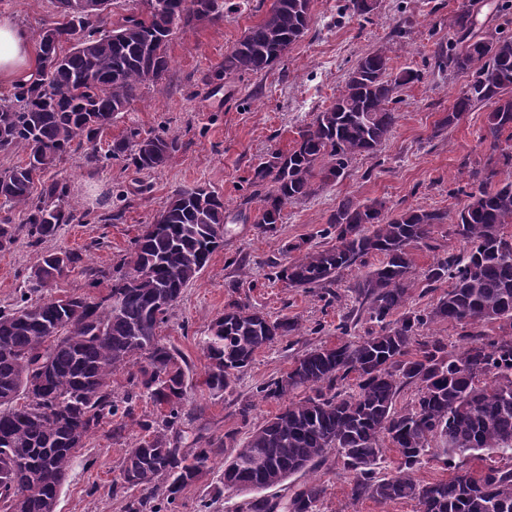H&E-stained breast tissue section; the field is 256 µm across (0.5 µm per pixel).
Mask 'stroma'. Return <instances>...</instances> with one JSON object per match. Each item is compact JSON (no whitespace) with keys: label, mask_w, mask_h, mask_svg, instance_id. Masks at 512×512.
<instances>
[{"label":"stroma","mask_w":512,"mask_h":512,"mask_svg":"<svg viewBox=\"0 0 512 512\" xmlns=\"http://www.w3.org/2000/svg\"><path fill=\"white\" fill-rule=\"evenodd\" d=\"M462 0H376L370 18L338 15V0H313L305 36L290 46L272 71L241 78L213 79L225 53L266 10L261 0L226 9L222 21L179 30L169 47L164 79L141 86L125 112L101 134L97 147L127 127L142 133L164 130L178 136L181 147L152 172L137 171L122 160L97 167L85 162V148L73 151L57 170L70 185V196L83 222L64 225L56 239L42 247L18 241L0 251V307L11 304L42 251L69 248L82 252L85 266L111 273L112 258L126 250L143 225L152 223L175 190L201 185L224 197L228 232L223 248L187 288L159 334L201 372L198 347L210 322L230 301L261 308L271 317L298 319L302 333L260 351L239 376L235 390L219 396L193 386L186 408L210 436L245 434L238 416L241 400L253 388L286 371L294 357L317 345L338 341L336 326L350 306L349 288L361 267L345 271L335 290L340 299L325 304L313 293L268 280L269 260L281 257L285 243L316 236L338 201L381 200L392 210L439 209L456 214L470 186L472 172L485 150L479 143L487 106L480 105L435 135L434 127L464 89L463 74L440 77L433 69L436 43L447 42L451 20ZM56 12L55 0H0V14L12 15L31 36ZM386 46L394 69L420 70V82L399 92L397 125L380 150L356 157L347 176L317 189L308 199L288 204L275 231L262 232L254 222L260 206L250 196L247 179L269 152L289 149L301 126L328 106L349 71L364 53ZM121 212L104 223L102 213ZM141 434L127 419H113L79 450L62 488L57 512H127V500L112 493L126 448ZM228 448H220L209 471L184 491L176 512H238L248 495L223 491L221 477ZM319 480L328 487L321 512H414L409 501L384 505L352 502L335 456L296 474L273 488L290 495L294 486Z\"/></svg>","instance_id":"stroma-1"}]
</instances>
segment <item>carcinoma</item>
<instances>
[{"label":"carcinoma","mask_w":512,"mask_h":512,"mask_svg":"<svg viewBox=\"0 0 512 512\" xmlns=\"http://www.w3.org/2000/svg\"><path fill=\"white\" fill-rule=\"evenodd\" d=\"M95 13L77 14L72 0H57L55 18L41 33L37 54L59 62L38 63L33 77L0 100V151L23 155L0 170V251L26 230L28 245L56 238L76 220L63 178H45L76 145H90L86 162L123 160L138 170L163 166L181 144L167 132L142 135L126 128L105 153L98 134L125 111L140 86L158 82L169 69L167 53L177 29L224 17V0H142L143 9L105 27L112 0ZM312 0H273L214 71L258 74L273 68L283 47L303 37ZM448 47L434 50L439 73H465L469 80L435 133L489 103L485 162L473 172L466 202L448 234L463 245L448 249L425 268L415 251L432 250L433 229L448 223L440 210L391 214L385 203L340 200L319 230L327 246L303 240L285 245L268 263V278L289 288L320 291L339 299L332 286L343 271L381 257L353 287L355 304L336 326L344 339L311 347L293 358L279 378L255 388L253 397L287 401L278 413L250 425L253 401L239 407L249 426L234 454L224 459V489L263 491L312 468L336 453L354 502H415L416 512H512V464L481 470L454 463L484 452L512 460V36L484 35L462 6ZM389 49L359 57L334 101L299 129L294 145L275 151L253 170L248 184L261 201L254 223L276 230L284 208L313 195L317 186L342 179L353 158L376 153L393 132L398 89L422 78L411 67L392 72ZM224 199L204 186L184 187L154 222L143 225L117 258L108 291L98 297L62 295L32 301L64 273L78 269L87 287L103 272L83 265L81 253L59 249L41 255L27 288L9 309L0 308V512H56L79 449L103 425L120 416L145 432L125 450L116 493L139 492L129 512H146L163 498L170 505L210 467L213 439L192 422L184 402L190 365L158 330L224 246ZM448 284L429 308L407 303L417 284ZM117 302H112V298ZM380 324L356 341L345 339L362 314ZM448 321L466 341L458 352L424 334ZM300 331L299 321L273 319L255 306L228 303L212 320L199 349L205 364L200 386L217 395L236 386L256 354ZM128 372L132 386L118 402L112 379ZM415 388L404 406L397 400ZM149 395L157 408L135 418V404ZM192 435L193 447L183 446ZM395 452L392 469L379 461ZM432 456L454 474L423 482L415 477ZM327 486L304 482L286 499L253 497L242 512H320Z\"/></svg>","instance_id":"carcinoma-1"}]
</instances>
